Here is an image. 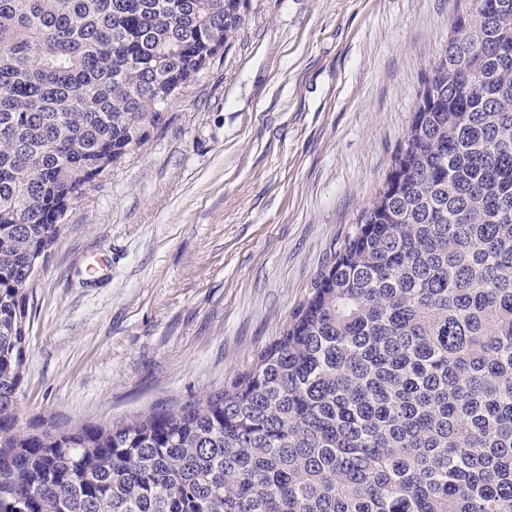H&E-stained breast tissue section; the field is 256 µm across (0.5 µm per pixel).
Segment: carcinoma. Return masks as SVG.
<instances>
[{"label": "carcinoma", "mask_w": 512, "mask_h": 512, "mask_svg": "<svg viewBox=\"0 0 512 512\" xmlns=\"http://www.w3.org/2000/svg\"><path fill=\"white\" fill-rule=\"evenodd\" d=\"M243 0H0V512H512V0H460L403 145L224 389L19 425L34 262Z\"/></svg>", "instance_id": "obj_1"}]
</instances>
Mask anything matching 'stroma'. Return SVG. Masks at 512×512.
Segmentation results:
<instances>
[{
    "mask_svg": "<svg viewBox=\"0 0 512 512\" xmlns=\"http://www.w3.org/2000/svg\"><path fill=\"white\" fill-rule=\"evenodd\" d=\"M457 0H244L230 45L68 210L22 427L166 411L246 371L355 228Z\"/></svg>",
    "mask_w": 512,
    "mask_h": 512,
    "instance_id": "35a3bbf8",
    "label": "stroma"
}]
</instances>
